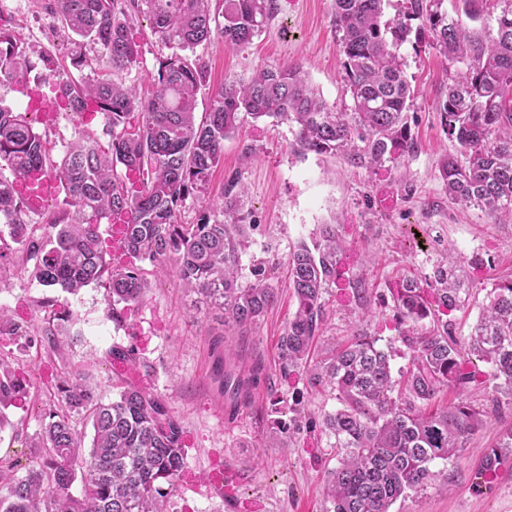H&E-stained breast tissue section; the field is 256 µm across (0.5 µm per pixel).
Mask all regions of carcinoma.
I'll use <instances>...</instances> for the list:
<instances>
[{
    "mask_svg": "<svg viewBox=\"0 0 512 512\" xmlns=\"http://www.w3.org/2000/svg\"><path fill=\"white\" fill-rule=\"evenodd\" d=\"M134 2L149 17L152 32L172 49L153 77L151 96L107 78L64 85L73 111L104 116L108 147L83 136L56 162L32 121L0 102V171L14 176L0 177V224L8 226L23 263L33 262L31 275L41 285L76 294L93 284L103 289L112 321L122 322L148 288L142 268L116 267L102 249L101 220L123 216L126 251L171 269L201 303L222 310L224 324L257 323L274 303L275 289L261 272L252 282L239 281L245 244L233 185L227 196L206 203L194 224L181 222L183 202L206 189L223 160L224 140L248 117L285 120L294 126L301 151L341 154L355 167L396 164L411 154V86L398 48L412 30L419 41L463 65L438 102L443 131L460 147V156L442 164L448 196L500 224L512 222V0H497V38L488 47L472 45L467 28L442 10L443 0H404L402 17L392 23L381 21L385 0H334L350 111L330 108L302 67L292 64L224 85L200 118L198 95L207 86L208 70L196 49L215 37L229 48L249 43L268 20L271 5L268 0ZM48 15L71 33L74 67L91 64L82 53L87 43L97 46L94 61L114 75L137 64L129 20L117 0H53ZM37 68L42 79H59L53 55L40 53L33 60L23 43L0 28V86ZM133 113L139 115L134 126ZM35 169L52 174L63 194L58 212L38 236L25 220L18 191ZM216 207L219 219L212 217ZM339 252L336 225L322 224L312 244L303 242L289 255L297 309L279 337V369L284 377L305 370L311 387L335 393L341 404L324 419L325 433L341 451L326 480L331 512H391L406 491L430 479L435 461L452 459L484 422L483 411L467 401L425 409L449 386L475 381L466 357L489 364L499 388L512 396V280L489 294L465 356L450 322L429 331L419 326L432 315L431 307L446 316L469 300L465 270L453 250L432 279L390 289L408 357L396 380L391 354L362 335L320 362H308L324 321L323 295L339 277ZM75 324L73 314L52 311L42 335L53 345L56 337L71 335ZM0 334L22 348L38 341L2 308ZM262 374L259 364L246 378L224 369V395L239 399ZM30 392L1 357L0 433L10 425L6 410ZM57 392L58 406L45 413L23 472H0V512H169L188 450L180 421L166 403L137 387L106 400L81 374L63 379ZM76 416L92 428L88 447L73 428ZM500 461V448L491 449L482 457L479 475L490 479Z\"/></svg>",
    "mask_w": 512,
    "mask_h": 512,
    "instance_id": "carcinoma-1",
    "label": "carcinoma"
}]
</instances>
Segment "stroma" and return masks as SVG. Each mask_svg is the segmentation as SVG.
I'll use <instances>...</instances> for the list:
<instances>
[{
    "mask_svg": "<svg viewBox=\"0 0 512 512\" xmlns=\"http://www.w3.org/2000/svg\"><path fill=\"white\" fill-rule=\"evenodd\" d=\"M47 2L0 0V27L30 49L56 57L64 79H96V72L72 66L70 34L53 26ZM130 35L139 49L138 63L122 80L145 96L171 51L155 38L144 15L133 14ZM340 38L333 0H273L269 20L250 43L232 49L216 39L198 47L208 63L199 111H206L224 83L294 63L302 66L329 106L349 111ZM398 53L413 89L408 113L416 143L412 155L385 168H357L340 157L300 153L288 123L249 119L225 140L224 161L207 190L184 203L182 222L195 223L202 198H215L227 181L236 182L249 240L240 260L243 280H251L254 266L280 262L270 278L277 299L257 324L243 330L225 326L220 312L194 313V297L173 271L128 254L123 265L141 266L149 288L144 302L120 324L108 317L102 289L91 285L73 295L44 287L24 269L16 252L0 263V308L33 333L41 332L50 311L79 315L76 337L60 338L54 348L23 350L0 336V354L36 394L34 400L8 409L12 425L0 433V464L27 463L29 443L56 400L59 378L75 371L87 375L107 398L125 385L149 389L177 415L188 458L170 500L171 512H329L324 487L328 471L337 465V450L323 420L339 402L334 393L312 390L304 374L285 378L278 369V338L296 309L288 285L289 253L300 242L311 241L319 225H336L344 245L345 277L325 296V322L314 355L322 357L360 332L376 339L379 348L394 349L390 363L396 373L405 369L407 360L401 353L391 287L431 275L447 250L455 249L471 292L468 308L451 317L453 336L463 347L491 288L512 279V224L493 223L477 208L449 202L441 176L443 160L456 146L442 130L436 105L458 64L412 37ZM104 125L102 114L62 111L54 125L41 123L37 130L58 160L82 135L108 143ZM357 278L367 288L366 296L354 290ZM116 347L133 352L126 371L113 367ZM227 358L243 376L254 359L266 367L246 404H234L224 395L221 366ZM477 368V383L448 389L437 402L469 400L486 411L485 425L456 457L433 464L427 484L399 498L392 512H512V452H503L491 483L479 484L477 478L484 453L497 447L512 427V397L499 391L488 364L478 363ZM292 419L297 429L282 434V423ZM217 465L237 477L233 499L209 483Z\"/></svg>",
    "mask_w": 512,
    "mask_h": 512,
    "instance_id": "1",
    "label": "stroma"
}]
</instances>
